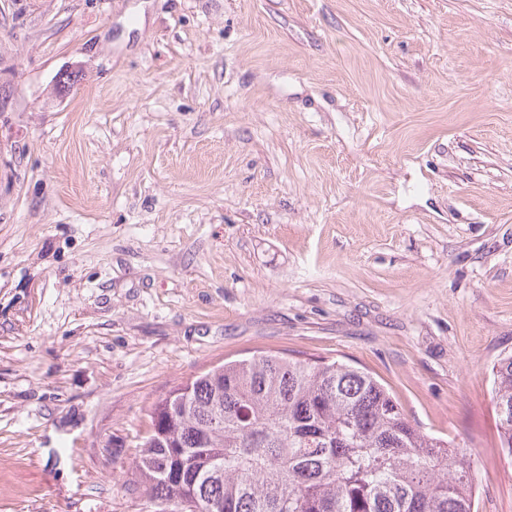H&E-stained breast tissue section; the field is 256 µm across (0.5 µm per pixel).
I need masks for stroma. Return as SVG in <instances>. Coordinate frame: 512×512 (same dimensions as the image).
I'll list each match as a JSON object with an SVG mask.
<instances>
[{"instance_id": "stroma-1", "label": "stroma", "mask_w": 512, "mask_h": 512, "mask_svg": "<svg viewBox=\"0 0 512 512\" xmlns=\"http://www.w3.org/2000/svg\"><path fill=\"white\" fill-rule=\"evenodd\" d=\"M284 350L512 512V0H0V512H152L153 404ZM493 393L497 409L510 407V414H500L499 439L501 447L512 455V354L503 355L492 366Z\"/></svg>"}]
</instances>
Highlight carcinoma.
Returning a JSON list of instances; mask_svg holds the SVG:
<instances>
[{
	"label": "carcinoma",
	"instance_id": "cac0c4a2",
	"mask_svg": "<svg viewBox=\"0 0 512 512\" xmlns=\"http://www.w3.org/2000/svg\"><path fill=\"white\" fill-rule=\"evenodd\" d=\"M512 408V354L492 366ZM512 455V413L498 415ZM134 461L156 512H475L470 458L411 423L375 377L265 353L171 389Z\"/></svg>",
	"mask_w": 512,
	"mask_h": 512
}]
</instances>
